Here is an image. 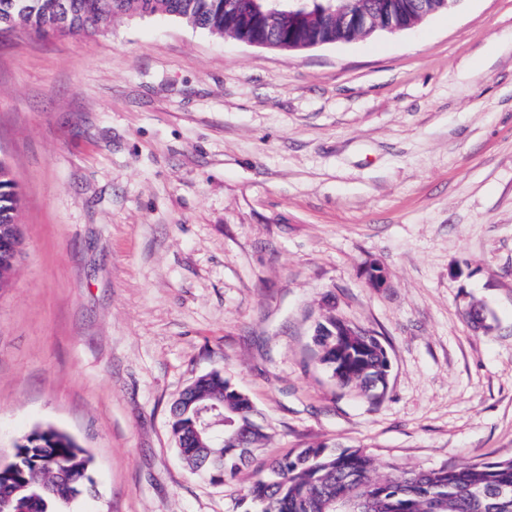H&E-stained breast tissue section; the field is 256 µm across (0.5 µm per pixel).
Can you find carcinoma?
<instances>
[{"label":"carcinoma","instance_id":"cac0c4a2","mask_svg":"<svg viewBox=\"0 0 512 512\" xmlns=\"http://www.w3.org/2000/svg\"><path fill=\"white\" fill-rule=\"evenodd\" d=\"M66 3V29L91 36L112 21L133 16L166 15L215 35L235 40L266 41L289 35L303 42L315 33L330 43L352 40L341 27L339 0H306L284 26L264 17L270 0H0V29L47 37L58 34L61 3ZM411 0H366L375 9H389L394 23L405 29L422 16L408 7ZM20 192L7 162L0 158V223H17ZM339 319L331 314L317 323L312 343L322 372L335 384L377 399L388 389L390 360L380 337L365 328L357 336L335 335ZM224 377H199L191 388L194 406L224 400ZM226 431L243 429L247 436L224 454L196 452L211 448L207 435L191 441L196 426L193 410L178 414L172 433L181 459L193 474L216 483L237 476L250 465L255 451L269 438L253 420L249 399L219 410ZM19 466L0 483V512H58L61 504L88 491L90 458L65 432L38 426L17 445ZM244 512H512V458L462 467L442 465L431 470H400L388 466L376 472L374 459L361 447L340 451L325 442L291 449L262 463L259 476L248 485Z\"/></svg>","mask_w":512,"mask_h":512}]
</instances>
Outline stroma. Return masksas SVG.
I'll use <instances>...</instances> for the list:
<instances>
[{
	"mask_svg": "<svg viewBox=\"0 0 512 512\" xmlns=\"http://www.w3.org/2000/svg\"><path fill=\"white\" fill-rule=\"evenodd\" d=\"M0 157L23 237L0 289V459L36 426L70 434L94 491L63 512H241L252 469L211 484L171 435L215 370L266 459L315 441L381 470L512 457V0L293 52L160 15L0 31ZM329 313L380 336L381 401L316 367Z\"/></svg>",
	"mask_w": 512,
	"mask_h": 512,
	"instance_id": "stroma-1",
	"label": "stroma"
}]
</instances>
